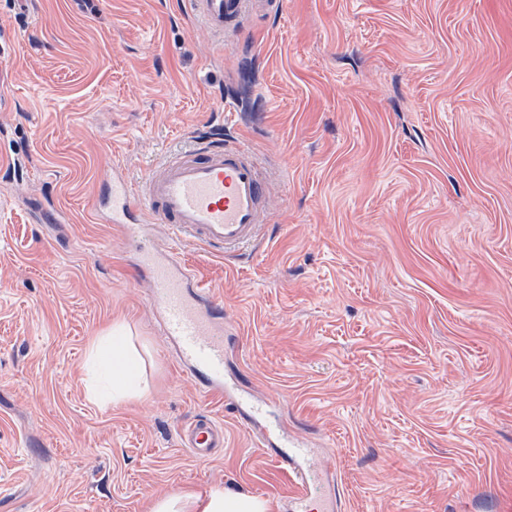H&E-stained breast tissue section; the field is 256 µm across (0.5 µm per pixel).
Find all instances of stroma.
<instances>
[{"instance_id":"1","label":"stroma","mask_w":512,"mask_h":512,"mask_svg":"<svg viewBox=\"0 0 512 512\" xmlns=\"http://www.w3.org/2000/svg\"><path fill=\"white\" fill-rule=\"evenodd\" d=\"M247 145L249 246L183 258L224 305V379L273 402L346 512H512V0H0V512H144L294 487L174 357L100 202L202 140ZM125 326L147 392L87 397ZM207 416L224 445L182 433ZM191 16L213 36L224 38L242 19L245 0H188ZM182 442L197 455L224 445V432L207 417L197 419L183 434ZM146 512L272 511L267 499L224 485H211L202 490L189 489L178 494L154 496Z\"/></svg>"}]
</instances>
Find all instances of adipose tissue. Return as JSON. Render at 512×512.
Wrapping results in <instances>:
<instances>
[{
    "label": "adipose tissue",
    "mask_w": 512,
    "mask_h": 512,
    "mask_svg": "<svg viewBox=\"0 0 512 512\" xmlns=\"http://www.w3.org/2000/svg\"><path fill=\"white\" fill-rule=\"evenodd\" d=\"M92 362L111 372L112 398L119 401L143 395V362L131 337L114 326L112 335L99 337L90 349ZM147 512H271L267 499L223 485L178 494L157 495L150 499Z\"/></svg>",
    "instance_id": "adipose-tissue-1"
}]
</instances>
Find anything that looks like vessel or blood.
I'll return each instance as SVG.
<instances>
[{
    "label": "vessel or blood",
    "instance_id": "b4317fda",
    "mask_svg": "<svg viewBox=\"0 0 512 512\" xmlns=\"http://www.w3.org/2000/svg\"><path fill=\"white\" fill-rule=\"evenodd\" d=\"M188 3L193 18L219 38L239 24L246 9V0ZM266 199V186L243 144L206 143L167 156L138 183L113 179L109 218L135 242L142 232L132 215L164 225V252L150 247L140 255L150 296L163 312L165 334L175 342L180 361L203 373L210 393L223 397L225 406L252 428L257 446H282L275 465L288 471L295 485L291 512H342L343 503L335 494L310 486L312 448L289 437L266 403L225 385L224 309L181 259L189 245L230 252L250 244L259 234ZM182 441L202 455L223 447L224 432L202 417L184 432Z\"/></svg>",
    "mask_w": 512,
    "mask_h": 512
}]
</instances>
